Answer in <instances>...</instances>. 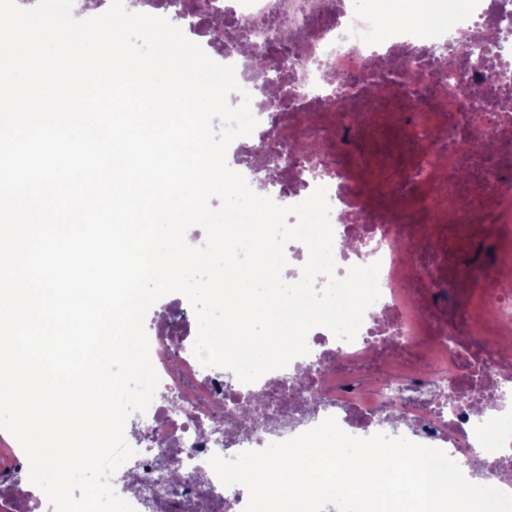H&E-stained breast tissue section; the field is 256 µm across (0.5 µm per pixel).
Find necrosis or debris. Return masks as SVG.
I'll return each mask as SVG.
<instances>
[{"label":"necrosis or debris","mask_w":512,"mask_h":512,"mask_svg":"<svg viewBox=\"0 0 512 512\" xmlns=\"http://www.w3.org/2000/svg\"><path fill=\"white\" fill-rule=\"evenodd\" d=\"M288 14V38L268 18ZM220 57L244 71L255 129L269 149L300 142L309 166L289 172V204L324 186L331 206L337 276L379 263L380 298L354 341L329 330L308 355L251 384L202 367L190 340L149 325L160 383L125 437L136 454L112 476L136 512H244L246 488L224 486L209 464L293 438L334 417L355 437L386 426L391 437L447 445L478 461L485 479L512 487V435L493 434L512 416L495 400L505 380L502 349L512 326V0H469L447 28L428 30L414 10L383 19L375 0H224ZM247 31L245 42L235 29ZM477 43L480 64L459 47ZM288 59L286 121L266 81L249 72L252 52ZM483 83L489 95L469 88ZM492 138L489 155L460 153V138ZM423 248L408 254L405 242ZM481 249L470 263L459 246ZM484 387H468L467 366Z\"/></svg>","instance_id":"4bbe7bcc"}]
</instances>
